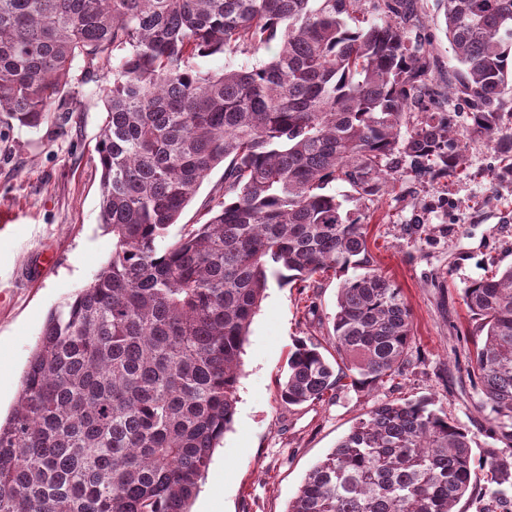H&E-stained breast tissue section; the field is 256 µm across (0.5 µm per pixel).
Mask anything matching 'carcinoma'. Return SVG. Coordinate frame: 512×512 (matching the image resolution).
Wrapping results in <instances>:
<instances>
[{"mask_svg":"<svg viewBox=\"0 0 512 512\" xmlns=\"http://www.w3.org/2000/svg\"><path fill=\"white\" fill-rule=\"evenodd\" d=\"M440 2L458 62L442 92L416 0H0V123L67 121L66 100L95 83L99 222L112 233L110 260L48 315L0 422V512H189L273 279L361 270L337 289L339 362L298 343L284 405L403 375L413 317L370 267V207L402 173L462 170L468 133L512 160V0ZM274 45L258 66L197 65ZM444 95L468 110L465 130ZM219 166L209 219L170 237ZM462 299L476 319L468 374L507 446L477 462L470 430L428 401L382 402L286 512H455L479 467L490 502L512 504V265Z\"/></svg>","mask_w":512,"mask_h":512,"instance_id":"obj_1","label":"carcinoma"}]
</instances>
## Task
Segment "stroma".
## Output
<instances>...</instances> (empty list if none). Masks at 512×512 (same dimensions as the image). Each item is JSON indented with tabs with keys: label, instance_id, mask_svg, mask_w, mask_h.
I'll return each mask as SVG.
<instances>
[{
	"label": "stroma",
	"instance_id": "stroma-1",
	"mask_svg": "<svg viewBox=\"0 0 512 512\" xmlns=\"http://www.w3.org/2000/svg\"><path fill=\"white\" fill-rule=\"evenodd\" d=\"M437 61L435 79L457 62L438 0H418ZM74 120L40 129L13 127L0 139V416L16 403L23 372L48 314L86 287L112 256L99 222L101 169L95 146L103 102L84 86ZM465 170L417 183L403 175L371 207L370 262L399 288L412 311L414 344L402 377L348 386L325 400L286 408L278 380L296 341L335 354L328 318L341 275L307 288L271 283L242 354L236 414L215 448L191 512L215 502L224 512H286L308 470L373 405L430 399L470 428L474 452L495 447L466 372L476 326L462 301L471 281L512 264V175L483 137L466 144Z\"/></svg>",
	"mask_w": 512,
	"mask_h": 512
}]
</instances>
